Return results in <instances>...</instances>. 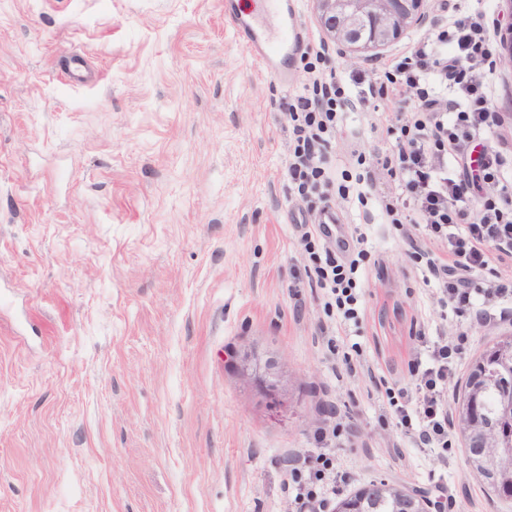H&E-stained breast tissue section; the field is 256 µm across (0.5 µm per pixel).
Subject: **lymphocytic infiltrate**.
<instances>
[{
    "label": "lymphocytic infiltrate",
    "mask_w": 512,
    "mask_h": 512,
    "mask_svg": "<svg viewBox=\"0 0 512 512\" xmlns=\"http://www.w3.org/2000/svg\"><path fill=\"white\" fill-rule=\"evenodd\" d=\"M496 29L480 8L440 14L423 35L383 62L380 79L370 83L355 71H321L326 51L318 49L302 56L311 82L288 107L290 189L306 198L333 184L345 199L351 183L362 184L356 194L360 205L374 203L385 223L419 239L414 261L425 266L422 281L447 312L455 336L422 339L412 386L385 388L382 398L401 433L442 461L452 447L448 386L467 352L462 323L476 317L495 325L512 318V154L489 143L497 124L491 90ZM373 99L406 110L383 123L396 149L371 162L355 154L356 171L342 170L340 181H332L320 152L335 140L344 114L364 110ZM471 155L488 187L479 199L471 180L454 172ZM378 177L393 188L368 199L365 188ZM475 208L480 217L474 221ZM298 243L309 257L307 277L322 291L330 320L325 335L358 323L363 272L372 258L364 235L340 242L330 225L305 224ZM319 440L324 452L289 471L293 497L308 512H325L328 495L336 491V456L328 451L335 430H323Z\"/></svg>",
    "instance_id": "lymphocytic-infiltrate-1"
}]
</instances>
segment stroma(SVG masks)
<instances>
[{"label":"stroma","mask_w":512,"mask_h":512,"mask_svg":"<svg viewBox=\"0 0 512 512\" xmlns=\"http://www.w3.org/2000/svg\"><path fill=\"white\" fill-rule=\"evenodd\" d=\"M259 0H0V512H295L288 462L316 454L328 418L344 497L385 481L446 512H512L452 431L447 462L420 452L382 406L411 386L419 331L440 309L408 239L340 199L376 258L364 311L329 351L320 289L297 227L313 202L288 184L281 85L225 17ZM326 69L376 71L420 32L341 55L299 0ZM82 57L92 81L69 80ZM495 139L512 147V66L493 86ZM350 112L322 150L388 145L379 113ZM473 363L512 324H463ZM361 358L344 359L352 343ZM270 371L275 392L257 377Z\"/></svg>","instance_id":"stroma-1"}]
</instances>
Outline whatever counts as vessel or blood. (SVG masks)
Returning a JSON list of instances; mask_svg holds the SVG:
<instances>
[{"instance_id": "b4317fda", "label": "vessel or blood", "mask_w": 512, "mask_h": 512, "mask_svg": "<svg viewBox=\"0 0 512 512\" xmlns=\"http://www.w3.org/2000/svg\"><path fill=\"white\" fill-rule=\"evenodd\" d=\"M262 2V14L240 15L232 23L267 74L284 84L294 57L303 47L304 35L296 22L292 0Z\"/></svg>"}]
</instances>
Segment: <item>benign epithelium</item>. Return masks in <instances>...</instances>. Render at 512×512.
Returning <instances> with one entry per match:
<instances>
[{"label": "benign epithelium", "mask_w": 512, "mask_h": 512, "mask_svg": "<svg viewBox=\"0 0 512 512\" xmlns=\"http://www.w3.org/2000/svg\"><path fill=\"white\" fill-rule=\"evenodd\" d=\"M317 19L336 41L343 55L377 49L398 39L409 27L425 20L426 0H313ZM469 460L490 471L500 482L512 480V434L497 427H481L468 419L458 420ZM376 496L394 500L392 512H422L418 496L386 484Z\"/></svg>", "instance_id": "benign-epithelium-1"}]
</instances>
